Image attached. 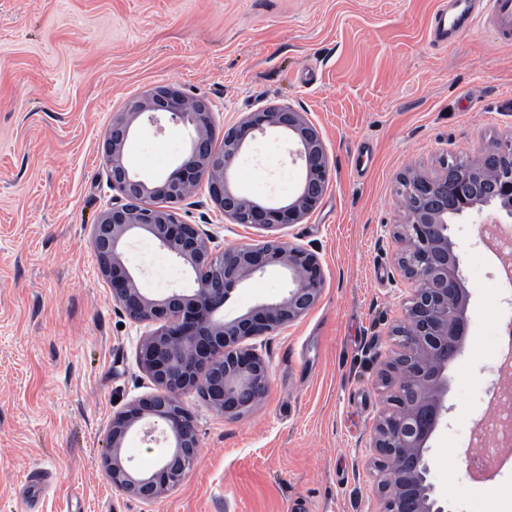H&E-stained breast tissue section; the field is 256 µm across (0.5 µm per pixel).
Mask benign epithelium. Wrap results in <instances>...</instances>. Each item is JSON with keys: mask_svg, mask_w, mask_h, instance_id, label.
Listing matches in <instances>:
<instances>
[{"mask_svg": "<svg viewBox=\"0 0 512 512\" xmlns=\"http://www.w3.org/2000/svg\"><path fill=\"white\" fill-rule=\"evenodd\" d=\"M191 128L190 148L166 177L148 180L124 162L133 123L141 116L156 124L158 114ZM272 129L288 134L289 156L303 176L295 198L284 206L255 202L231 186V172L249 135ZM112 188L120 196L93 225L90 245L112 298L136 322H159L139 348V361L151 375L156 392L132 402L112 417L109 454L104 466L112 485L143 502L175 489L193 466L200 440L192 414L182 401L196 392L213 408L237 418L262 400L268 389V365L244 342L271 335L305 317L320 301L325 277L319 256L272 234L260 240L218 250L214 237L181 219L178 205L201 183L210 199L235 224L275 230L301 223L321 201L329 179L323 138L302 112L271 106L249 113L239 124L217 134L213 112L201 98L162 85L117 114L102 143ZM416 204L396 236L405 242L398 264L415 288L403 321L391 335L410 333L386 361L382 384L388 408L371 436L376 456L377 492L382 512H447L429 481L428 442L444 424L448 408V366L464 349L468 292L464 286L452 221L474 215L479 238L491 247V224L483 208L498 204L512 220V138L496 143L470 176L451 166L435 175L411 170L402 176ZM148 234L174 258L191 268V294L172 290L151 298L138 288L123 260L125 239ZM279 268L288 275L281 299L263 303L231 320L217 317L239 285ZM159 433L168 447L155 468L137 473L121 452L129 434Z\"/></svg>", "mask_w": 512, "mask_h": 512, "instance_id": "1", "label": "benign epithelium"}]
</instances>
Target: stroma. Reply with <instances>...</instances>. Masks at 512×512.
Wrapping results in <instances>:
<instances>
[{
	"label": "stroma",
	"instance_id": "stroma-1",
	"mask_svg": "<svg viewBox=\"0 0 512 512\" xmlns=\"http://www.w3.org/2000/svg\"><path fill=\"white\" fill-rule=\"evenodd\" d=\"M452 3L0 0V512H380L369 441L411 288L393 236L405 216L400 178L479 161L512 137V46L480 24L434 43L433 15ZM159 85L206 100L220 131L263 107L306 113L330 178L315 211L280 231L319 256V303L251 339L269 387L248 413L230 419L185 395L199 457L176 489L145 503L113 487L104 458L113 415L156 390L138 359L155 326L113 300L89 239L116 195L103 137ZM189 144L183 125L142 117L124 160L153 180ZM301 178L286 137L270 130L249 141L232 183L283 205ZM179 214L221 247L261 234L225 219L204 185ZM477 235V225L454 227L469 331L448 370V424L429 448L450 512H492L489 487H512V459L486 480L467 464L477 409L503 382L500 263ZM123 252L147 296L192 293L191 269L147 234ZM287 286L268 270L235 288L222 314L280 299Z\"/></svg>",
	"mask_w": 512,
	"mask_h": 512
}]
</instances>
